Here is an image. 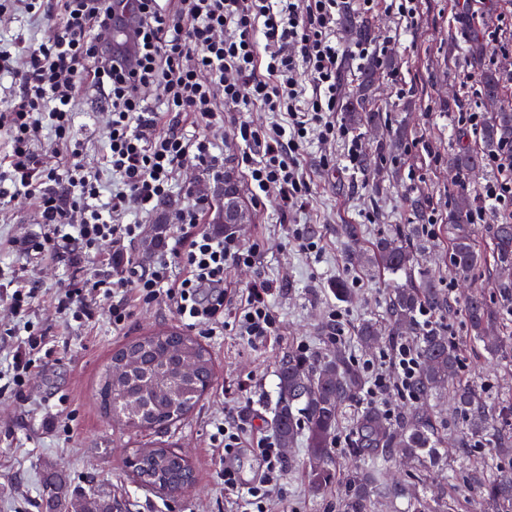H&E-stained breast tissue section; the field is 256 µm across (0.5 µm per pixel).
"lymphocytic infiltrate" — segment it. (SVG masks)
<instances>
[{
    "instance_id": "1",
    "label": "lymphocytic infiltrate",
    "mask_w": 512,
    "mask_h": 512,
    "mask_svg": "<svg viewBox=\"0 0 512 512\" xmlns=\"http://www.w3.org/2000/svg\"><path fill=\"white\" fill-rule=\"evenodd\" d=\"M56 2L52 39L20 48L0 38V74L17 83L10 105L0 111L5 138L0 158L8 165L5 176L12 195L38 199L39 222L51 239L78 237L89 256L136 240L140 225L118 223V215H148L171 196L181 167L215 164L212 139L185 134L182 122L188 118L209 128L223 127L224 114L216 107L220 100L233 107L287 113L284 124L241 122L233 130L250 148L243 157L250 184L262 191L278 186L283 204L309 191L298 161L309 134L324 144L346 141L345 159L358 165L360 145L336 117L341 70L346 60L375 58L380 50L366 44L341 47L336 18L346 0H172L168 5L138 0V59L131 69L99 39L115 24L108 0ZM262 41L268 46L263 56L258 53ZM301 67L309 77L306 89L296 78ZM85 81L112 108L106 180L83 164L74 137L75 99ZM157 88L162 103L154 108L149 99ZM45 135L69 144L64 165L49 167L41 161L36 144ZM485 163L495 176L481 190L483 202L512 218V148L489 155ZM205 209V201L194 199L179 212L170 256L145 271L129 261L112 275H91L84 288L59 293V310L75 322H92L95 311L88 297L96 294L112 300L110 315L118 327L128 315L123 296L131 292L145 304L168 300L192 325L212 332L222 327L224 277L232 266L251 263L257 248L204 229ZM264 295V289H250L239 309L240 333L251 341L267 339L276 327ZM418 368L413 341L393 344L380 362L367 366V404L387 407L395 396L414 399L409 384ZM257 452L266 472L239 502V512H269L281 454L271 442L258 445Z\"/></svg>"
}]
</instances>
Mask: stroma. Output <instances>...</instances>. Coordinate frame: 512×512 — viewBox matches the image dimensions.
Segmentation results:
<instances>
[{
  "instance_id": "obj_1",
  "label": "stroma",
  "mask_w": 512,
  "mask_h": 512,
  "mask_svg": "<svg viewBox=\"0 0 512 512\" xmlns=\"http://www.w3.org/2000/svg\"><path fill=\"white\" fill-rule=\"evenodd\" d=\"M462 0H420L414 25H406L385 0H376L362 12L357 0H347L353 13H365L374 28V45L392 54L393 66L382 67L369 92L372 107L383 109L387 124L362 125L353 134L361 145L362 163L349 172L324 167L325 154L342 155V143L325 145L309 138L299 160L310 183L302 204L283 208L277 186L254 193L248 185L242 157L244 143L232 133L235 122L254 126L277 121V114L261 107H225L224 132L215 134L216 163L235 180L251 215L234 231L244 245H257L253 263L233 266L226 279L224 327L217 333L184 323L167 303L131 307L122 327H113L109 300L96 301L97 318L79 324L60 314L56 297L77 272L88 274L109 268L107 256H85L77 243L52 248L37 222L38 202L16 196L0 205V512H46L42 497L45 479L62 473L69 495L92 492L111 499L118 512H231L224 490V469L232 467L242 488L256 485L264 474L255 448L261 438H274L271 427L278 401V369L290 352L308 359L330 355L345 345L355 365L378 360L381 351L361 346L357 330L367 320L386 325V299L391 286L407 279L431 280L443 289L441 307L433 324L449 330L458 349L460 384L477 389L492 416V426L472 439L467 423L457 413L451 389L417 402L437 430V458L427 467L395 457L389 463L388 483L405 488L406 497L375 496L371 512H408L414 498L433 501L436 512H491L488 502L468 483L470 473L493 465V474L512 479V460L497 459L500 445H512V301L505 300L498 282L512 281V270H498L491 252L494 224L500 218L487 211L477 224L482 260L468 275H456L449 263L448 227L444 222L457 189L480 201L483 185L493 177L485 166L457 176L448 170V156L459 142L477 144L478 135L458 126L462 112L483 111L474 57L501 72L512 71V8L506 0H475L462 13ZM39 17L0 16V38L17 44L45 41L55 27L46 0ZM502 52L491 55V45ZM75 137L82 144L86 167L105 170L106 136L110 114L99 91L84 87L78 101ZM407 127L405 145L396 131ZM205 187L216 196L219 187L210 171L183 166L174 192L156 210L140 217L144 229L161 223L187 205L188 191ZM427 198L437 219L432 231L413 235L418 263L413 277L382 276L368 261L373 244L382 238L410 234L418 218L415 199ZM353 225V239L342 234ZM304 228L316 244L305 249L294 239ZM350 288V298H338L337 282ZM33 286L34 298L22 315H15L6 299L9 283ZM266 285L267 301L277 318L271 339L252 343L240 334L234 317L238 292ZM485 291L503 311L500 334L506 343L499 355L487 354L469 338L465 300ZM341 312L334 320L333 312ZM24 321L47 333L51 354L37 360L22 387L12 383L11 355L16 336L2 335L4 327ZM177 329L197 338L210 351L214 380L195 408L180 421L159 431H136L113 425L98 395L101 374L113 354L125 344L148 334ZM366 406L364 398L346 405L333 448L332 483L314 488L308 480L304 442L281 451V476L273 493L272 512H342L349 482L360 461L347 441L351 420ZM239 424L240 448L225 452L218 422ZM165 444L185 452L194 481L190 488L167 492L141 485L125 466L129 451Z\"/></svg>"
}]
</instances>
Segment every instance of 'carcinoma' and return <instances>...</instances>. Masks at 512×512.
<instances>
[{
	"label": "carcinoma",
	"mask_w": 512,
	"mask_h": 512,
	"mask_svg": "<svg viewBox=\"0 0 512 512\" xmlns=\"http://www.w3.org/2000/svg\"><path fill=\"white\" fill-rule=\"evenodd\" d=\"M343 23L351 40L367 42L372 27L368 21L347 11ZM484 100L489 107L480 129V143L464 145L449 159V167L457 174L478 167L486 156L512 145V99L502 94L503 75L492 68L479 73ZM383 113L369 107L366 94L351 98L346 105V122L350 126L378 125ZM460 200L449 209L448 249L452 270L466 275L476 266L478 253L471 213L464 189L457 190ZM492 249L500 267L512 266V221L494 227ZM383 271L409 275L416 257L410 240L380 241L373 253ZM441 300L440 291L423 282L393 288L388 294L386 314L393 333L416 336L419 370L411 389L425 400L445 386L454 384L458 373L456 346L434 328L416 324V311ZM470 338L482 344L490 355L499 353L496 340L487 331L498 319V311L482 293L470 296L465 305ZM360 339L365 344L383 339L382 329L373 322L360 327ZM190 362L195 372L187 375L182 363ZM213 381V361L209 350L198 341L178 330H164L129 342L112 355V367L106 370L100 383L101 403L112 414V420L136 430L163 428L187 414ZM365 383L360 370L350 360L346 348L312 363L299 353L288 355L278 372L279 399L272 419V428L280 445H292L304 437L307 451V476L317 487H325L333 476L332 440L343 405L354 401ZM460 411L468 417L471 435L478 437L488 427L489 418L481 393L469 386L455 390ZM352 448L356 454L370 459L367 470L353 477V491L342 505V512H369L371 495L389 486L383 481L387 460L394 451L398 455L420 460L434 454L431 436L434 426L418 412L406 414L395 425L378 407L358 414L352 422ZM132 471L144 480L169 491H176L191 475L188 461L177 451L160 446L149 456L132 451L129 460ZM473 486L501 512H512V485L497 483L489 475L473 477ZM47 502L54 506L67 500V512H112V500L96 495L66 499L61 476L52 475L46 485Z\"/></svg>",
	"instance_id": "carcinoma-1"
}]
</instances>
